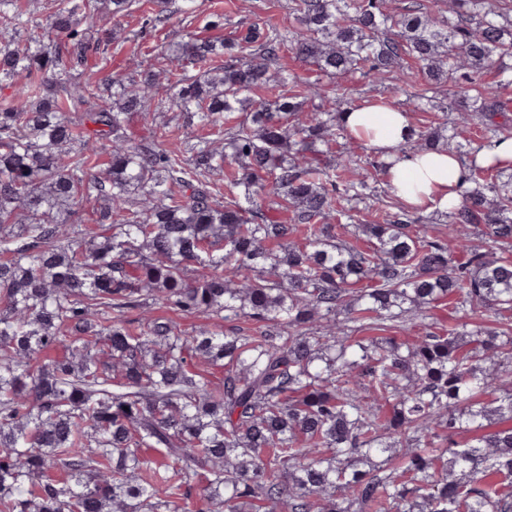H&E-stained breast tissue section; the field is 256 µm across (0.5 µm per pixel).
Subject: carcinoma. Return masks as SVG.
Here are the masks:
<instances>
[{
  "mask_svg": "<svg viewBox=\"0 0 512 512\" xmlns=\"http://www.w3.org/2000/svg\"><path fill=\"white\" fill-rule=\"evenodd\" d=\"M109 16L172 19L167 0H108ZM288 34L252 24L196 33L108 88L77 67L107 51L92 0H58L49 43L0 46V512H178L195 487L224 512H512V174L471 160L448 237L380 214L339 239L387 170L349 145L322 80L396 79L404 56L436 84L475 92L448 106L496 120L511 79L485 82L512 51V14L454 0L451 15L388 0H291ZM0 0V38L38 27ZM316 67L290 95L283 55ZM189 112L210 135L187 156L128 125L150 105ZM237 112L245 113L234 119ZM227 169L224 190L211 173ZM97 204L85 223L83 203ZM481 238L474 244L472 236ZM454 301L471 331L351 336ZM206 315L190 332L151 314ZM141 310L134 333L126 313ZM246 318L251 336L219 323ZM461 430L476 435L461 446Z\"/></svg>",
  "mask_w": 512,
  "mask_h": 512,
  "instance_id": "obj_1",
  "label": "carcinoma"
}]
</instances>
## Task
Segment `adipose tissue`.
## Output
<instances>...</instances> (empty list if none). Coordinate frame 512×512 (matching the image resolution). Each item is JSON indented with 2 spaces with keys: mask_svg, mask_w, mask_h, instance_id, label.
I'll return each mask as SVG.
<instances>
[{
  "mask_svg": "<svg viewBox=\"0 0 512 512\" xmlns=\"http://www.w3.org/2000/svg\"><path fill=\"white\" fill-rule=\"evenodd\" d=\"M342 119L357 139L389 163L388 181L405 204L444 212L460 200L467 166L445 148L403 151L411 134L405 112L378 100L343 113Z\"/></svg>",
  "mask_w": 512,
  "mask_h": 512,
  "instance_id": "obj_1",
  "label": "adipose tissue"
}]
</instances>
